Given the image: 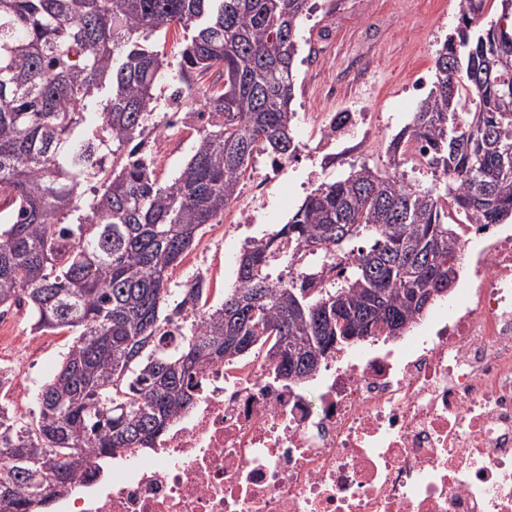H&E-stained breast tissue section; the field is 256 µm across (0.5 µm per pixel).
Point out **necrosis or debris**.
<instances>
[{
  "instance_id": "necrosis-or-debris-1",
  "label": "necrosis or debris",
  "mask_w": 512,
  "mask_h": 512,
  "mask_svg": "<svg viewBox=\"0 0 512 512\" xmlns=\"http://www.w3.org/2000/svg\"><path fill=\"white\" fill-rule=\"evenodd\" d=\"M460 238L467 278L405 345L328 354L312 394L210 364L154 448L57 512H512V226Z\"/></svg>"
}]
</instances>
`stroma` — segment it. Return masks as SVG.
<instances>
[{
    "label": "stroma",
    "mask_w": 512,
    "mask_h": 512,
    "mask_svg": "<svg viewBox=\"0 0 512 512\" xmlns=\"http://www.w3.org/2000/svg\"><path fill=\"white\" fill-rule=\"evenodd\" d=\"M310 12L299 34V55L292 110L298 157L289 161L270 186L256 221L240 223L249 208L251 178H244L237 199L220 216L224 231L200 238L183 261L171 269L169 286L180 290L205 274L216 297L235 280L234 257L248 238H259L287 223L321 183L346 177L368 165L390 169L389 145L409 123L424 99L414 90L419 76L434 73L436 51L459 24L458 0H309ZM367 112L373 133L366 141L340 142L333 159L317 151L320 128L316 113ZM196 139L193 127L176 125L159 134L150 149L155 174L173 176L189 157ZM73 340L70 331L39 335L37 350L5 343L0 360L30 365L34 383L54 369Z\"/></svg>",
    "instance_id": "obj_1"
}]
</instances>
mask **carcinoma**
<instances>
[{
	"instance_id": "1",
	"label": "carcinoma",
	"mask_w": 512,
	"mask_h": 512,
	"mask_svg": "<svg viewBox=\"0 0 512 512\" xmlns=\"http://www.w3.org/2000/svg\"><path fill=\"white\" fill-rule=\"evenodd\" d=\"M308 0H0V315L26 308L32 334L74 332L40 384L38 413L0 406V512H47L116 450L151 448L199 396L203 368L267 348L274 376L312 379L307 347L387 318L409 329L414 294L460 259L448 203L474 224L512 217V0L477 29L489 0H459L460 26L437 50L435 80L390 144L392 171L366 165L321 184L288 223L253 240L234 285L209 304L197 276L171 313L169 270L224 215L256 151L296 156L291 110L297 34ZM183 33L175 57L156 35ZM217 75L209 85L203 78ZM171 99L197 111L189 159L165 182L150 138ZM423 144L435 192L408 182L403 143ZM112 168L104 181L98 176ZM362 239L366 248L354 246ZM314 264L272 278L287 249ZM379 288L382 304L368 306ZM260 309L253 316L252 308ZM253 336L248 350L239 337ZM52 493L36 497L40 483Z\"/></svg>"
}]
</instances>
